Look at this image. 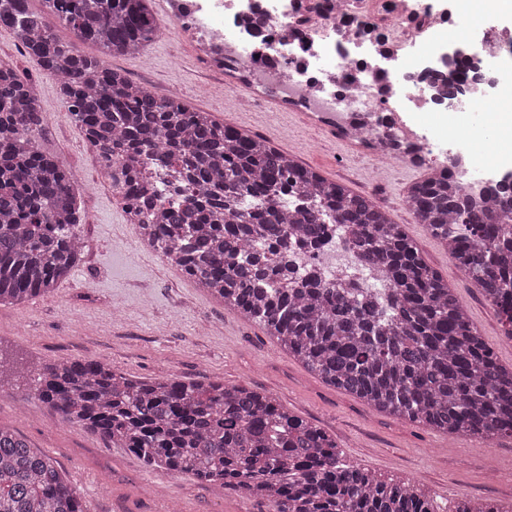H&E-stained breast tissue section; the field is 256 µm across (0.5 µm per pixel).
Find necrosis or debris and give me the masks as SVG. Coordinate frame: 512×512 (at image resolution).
I'll list each match as a JSON object with an SVG mask.
<instances>
[{
  "label": "necrosis or debris",
  "instance_id": "1",
  "mask_svg": "<svg viewBox=\"0 0 512 512\" xmlns=\"http://www.w3.org/2000/svg\"><path fill=\"white\" fill-rule=\"evenodd\" d=\"M173 38L193 39L214 70L230 72L224 93L250 105L272 97L286 109L308 113L336 138L387 164L399 160L433 173L451 170L455 181L484 195L506 153L490 156L489 144L472 143L460 114L494 116L512 101V87L487 88L473 74H460L448 49L472 23L467 9L449 16L429 0H163ZM480 72L499 74L512 64V31L486 29L473 57ZM460 81L463 93L442 97L430 73ZM404 112L435 116L436 131L418 133ZM458 152L440 161L444 139ZM314 262L329 277L351 276L355 287L379 288L377 268L362 266L344 233L317 253Z\"/></svg>",
  "mask_w": 512,
  "mask_h": 512
}]
</instances>
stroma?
I'll use <instances>...</instances> for the list:
<instances>
[{
  "instance_id": "35a3bbf8",
  "label": "stroma",
  "mask_w": 512,
  "mask_h": 512,
  "mask_svg": "<svg viewBox=\"0 0 512 512\" xmlns=\"http://www.w3.org/2000/svg\"><path fill=\"white\" fill-rule=\"evenodd\" d=\"M1 54L12 56L18 70L38 85L45 114L41 148L61 155L73 182L90 179L85 137L66 112L56 83L6 27H0ZM107 64L158 91L180 87L188 106L264 136L325 178L373 195L454 288L501 364L512 366V340L504 337L495 310L405 205L407 188L423 176L420 169L403 162L378 167L373 159L353 154L348 143L332 142L322 129L282 111L273 99L245 106L231 97L199 96L196 87L204 73L192 41L176 46L161 31L144 54L118 55ZM79 219L87 244L70 275L50 293L0 304V356L24 378L47 363L88 358L136 377L247 385L275 396L336 438L344 462L387 480L410 477L428 491L437 510L455 512L464 494L477 504H512V438L488 443L449 436L375 411L312 375L263 328L162 261L142 243L111 194L86 193ZM0 425L53 458L80 490L89 512H170L174 507L179 512H265L262 504L232 489L146 467L126 450L68 425L21 388L0 389Z\"/></svg>"
}]
</instances>
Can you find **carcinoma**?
I'll list each match as a JSON object with an SVG mask.
<instances>
[{
    "label": "carcinoma",
    "mask_w": 512,
    "mask_h": 512,
    "mask_svg": "<svg viewBox=\"0 0 512 512\" xmlns=\"http://www.w3.org/2000/svg\"><path fill=\"white\" fill-rule=\"evenodd\" d=\"M41 2L34 12L28 0H0V26L60 83L99 167L167 261L374 409L449 434L512 437V368L401 225L266 138L109 67L103 56L140 54L156 36L149 0ZM43 15L69 37L42 29ZM43 130L37 89L0 65V303L51 291L83 255L77 196L61 162L40 148ZM171 166L176 183L166 180ZM406 199L512 339V187L496 183L476 201L440 173ZM333 224L348 229L385 288L350 296L318 272L293 277L295 241L316 246ZM30 392L146 466L220 483L266 512H435L409 481L385 483L342 463L336 439L243 385L136 378L72 360L44 365ZM0 512L89 510L50 457L0 426Z\"/></svg>",
    "instance_id": "carcinoma-1"
}]
</instances>
